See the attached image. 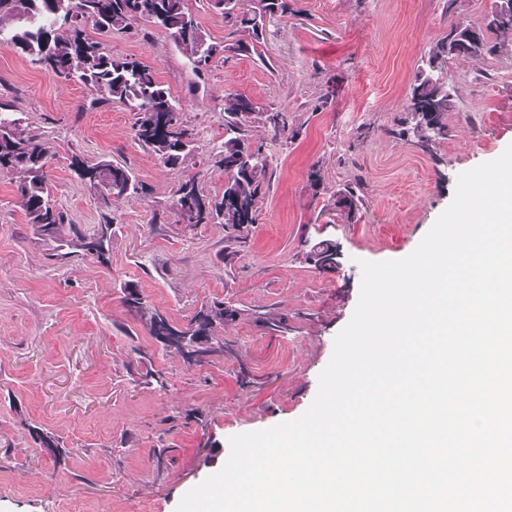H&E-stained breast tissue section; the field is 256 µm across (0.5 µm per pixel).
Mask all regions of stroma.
<instances>
[{
	"mask_svg": "<svg viewBox=\"0 0 512 512\" xmlns=\"http://www.w3.org/2000/svg\"><path fill=\"white\" fill-rule=\"evenodd\" d=\"M445 3L290 0L291 14L266 25L271 67L235 56L201 77L148 23L97 34L114 58L153 66L179 98L197 149L174 170L134 141L123 105L99 104L92 88L0 47V100L14 104L22 127L50 134V192L70 223L87 232L101 213L72 154L119 162L146 187L145 196L113 201L103 266L56 258L0 175V512H176L224 466L230 437L306 412L358 303L361 261L412 253L451 203L459 174L512 145V60L498 56L449 63L457 108L433 153L392 135L429 46L449 21L479 20L494 0H457L450 12ZM329 88L328 104L313 110ZM231 93L288 112L297 132L275 140L253 120L252 140L274 164L257 221L237 244L223 225L179 224L171 212L190 177L222 195L215 161ZM356 180L359 221H335L336 190ZM323 238L341 254L336 272L307 259ZM128 283L177 325L214 298L245 315L221 329L223 357L191 365L130 315ZM255 311L287 315V330L271 331ZM148 371L162 384L142 383ZM40 432L59 440L63 456L42 447Z\"/></svg>",
	"mask_w": 512,
	"mask_h": 512,
	"instance_id": "obj_1",
	"label": "stroma"
}]
</instances>
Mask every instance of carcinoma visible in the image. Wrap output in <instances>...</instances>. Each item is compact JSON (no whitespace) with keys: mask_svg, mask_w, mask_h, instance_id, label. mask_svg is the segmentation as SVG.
Wrapping results in <instances>:
<instances>
[{"mask_svg":"<svg viewBox=\"0 0 512 512\" xmlns=\"http://www.w3.org/2000/svg\"><path fill=\"white\" fill-rule=\"evenodd\" d=\"M207 8L224 18L226 39L213 42L201 29L188 0H0V46L43 66L64 81L93 87L99 103L116 102L133 113V138L154 153L170 169L180 167L195 149V133L182 117L179 100L157 78L154 68L133 57L115 59L102 44L86 33L123 30L133 21L152 24L170 34L175 45L199 75L220 56L250 57L272 68L263 49V16L288 14V0H259V13L233 12V0H205ZM512 35V14L486 31L472 37L464 49L456 48L461 34L451 30L428 50L410 89L406 115L393 134L412 142L425 152L448 139V113L455 108L456 88L448 82V63L459 56H512V43L502 40ZM252 114L268 124L274 136L288 130V113L262 107L242 95L224 100V146L217 165L224 173L221 197H212L199 188L195 178L181 183L172 204L178 224L219 222L229 237L239 241L246 225L256 221L258 204L269 186L272 157L248 136ZM55 156L54 146L45 133L21 128L13 104L0 102V175L15 178V188L27 223L35 227L44 242L57 243L59 256H86L108 264L112 246V217L107 213L114 198H130L143 191L130 170L108 159L89 163L78 154L71 156V168L79 179L90 182L104 176L112 181V197L101 199V222L92 231L81 232L66 226L65 213L50 197L47 169ZM336 197L348 201V219L358 218L363 207L360 187L346 185ZM136 296L129 307L135 320L154 334V323L169 324L146 298L131 286L124 289V300ZM242 311L213 300L201 306L186 324L184 334L215 340L217 329L226 320H235Z\"/></svg>","mask_w":512,"mask_h":512,"instance_id":"carcinoma-1","label":"carcinoma"}]
</instances>
